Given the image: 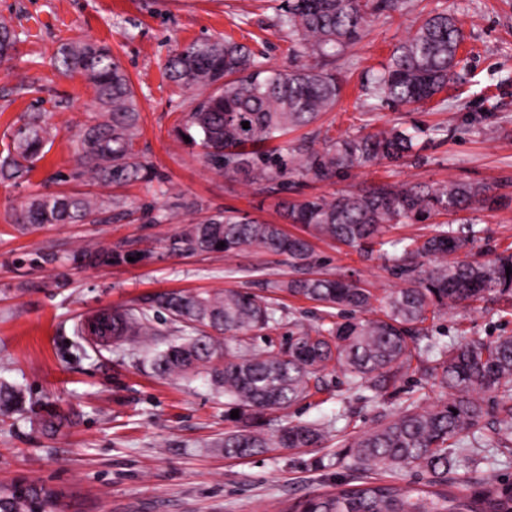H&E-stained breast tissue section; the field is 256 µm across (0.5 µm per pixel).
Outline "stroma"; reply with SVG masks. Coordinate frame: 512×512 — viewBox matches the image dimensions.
<instances>
[{"label": "stroma", "mask_w": 512, "mask_h": 512, "mask_svg": "<svg viewBox=\"0 0 512 512\" xmlns=\"http://www.w3.org/2000/svg\"><path fill=\"white\" fill-rule=\"evenodd\" d=\"M414 2V9L379 19L358 45L327 61L342 96L317 127L337 137L352 132L363 113L373 132L396 120L420 123L435 130L421 162L355 168L331 181L291 176L272 190L227 179L203 161L199 149L174 137L173 127L193 108L196 94L164 75L177 48L225 34L267 64L286 69L297 63L296 38L281 27L270 0H0V19L21 37L18 59L0 63V144L36 103L60 131L30 185L0 181V379L19 385L26 397L22 410L0 415V485L27 479L51 488L63 512H280L283 503L330 490L347 477L332 447L226 458L212 446L224 435V400L205 374L159 377L141 361L150 338L109 350L79 335V319L172 290L262 294L268 280L288 275L285 257L252 247L231 256L170 253L172 238L203 213L232 210L275 223L280 199L331 197L381 180L405 185L452 178L512 193V0ZM447 6L462 23L469 54L460 79L443 92L442 102L397 112L370 109L367 77L416 20ZM78 40L108 43L127 70L141 111L138 150L155 178L122 188L94 185L97 194H118L127 202L128 215L111 223L48 224L25 233L13 222L15 211L30 193L63 189V176L76 166L71 139L93 111L84 80L54 66L60 44ZM23 82L34 92L20 93ZM488 125L499 129L494 138L481 133ZM192 201L199 210L189 209ZM472 217L479 230L475 252L512 244V208ZM103 245L149 250L153 257L82 269L66 262L73 251ZM312 247L321 271L355 275L375 293L403 283L379 257L368 259L321 238ZM38 252L55 253L60 261L32 265ZM510 304L503 297L450 310L427 320V334L451 344L512 335V318L497 315ZM441 398L417 371L399 379L383 403L369 390L347 391L335 375L325 377L321 391L296 406L291 418L314 421L347 410L346 432L353 435L376 426L382 413ZM51 410L69 418L53 435L39 425Z\"/></svg>", "instance_id": "obj_1"}]
</instances>
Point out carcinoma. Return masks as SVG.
Returning a JSON list of instances; mask_svg holds the SVG:
<instances>
[{"label": "carcinoma", "instance_id": "1", "mask_svg": "<svg viewBox=\"0 0 512 512\" xmlns=\"http://www.w3.org/2000/svg\"><path fill=\"white\" fill-rule=\"evenodd\" d=\"M407 8V0H283L279 22L298 37V56L332 57L360 43L369 27ZM464 41L456 16L443 9L424 18L394 47L390 59L369 82L368 94L379 106L410 107L432 101L453 82L462 64ZM19 33L0 21V62L18 54ZM55 67L83 78L96 112L74 138L80 168L74 179L126 186L151 179V168L137 149L140 109L132 82L110 45L64 42ZM166 78L198 92L193 109L174 127L201 149L205 163L225 175L258 184L291 175L331 180L355 167L399 165L421 158L433 132L442 128L394 124L366 133L322 135L316 150L268 144L289 131L316 123L340 101L336 74L315 64L278 69L260 61L230 38L195 41L175 50ZM249 122V128L242 127ZM58 130L45 113L29 111L0 150V179L30 181L35 163L51 147ZM512 197L462 180L397 186L387 182L336 197L309 196L278 203L280 216L316 237L357 247L366 255L390 257L406 276V285L374 294L351 277H330L311 270L312 245L282 225L226 211L185 225L173 239L178 254H233L243 247L282 255L307 276L271 281L268 294L229 288L215 293L170 291L153 305L102 312L89 324L105 346L131 336H156L163 317L178 333L164 348L150 352L159 377L186 376L207 369L210 385L224 397L227 411L239 410L213 447L228 458H245L271 448H320L342 430L335 422H282L270 428L269 415L285 413L321 389L328 373L341 375L348 390L370 389L386 399L389 389L412 369L421 324L427 315L512 293V249L487 260L467 257L479 231L458 218L473 209L499 210ZM126 215V200L92 192L34 193L17 218L33 232L45 224H106ZM397 224H427L430 231L398 241L386 238ZM225 243L219 247V243ZM401 246L390 254L386 246ZM141 263L151 253L103 247L80 250L70 264L112 266ZM308 300L323 308L314 324L293 323L288 343L278 351L256 339L277 329L285 318L278 294ZM418 370L441 392L450 394L428 408L411 403L391 412L375 427L338 441L353 474L333 491L290 502L282 512H512V488L492 476L472 494L452 490L466 440L475 436L486 415L483 396L494 398L498 440H512V336L494 342L472 339L424 347ZM21 387L0 381V412L18 409ZM378 469L394 473L420 469L430 475L419 488L403 489L385 481Z\"/></svg>", "mask_w": 512, "mask_h": 512}]
</instances>
